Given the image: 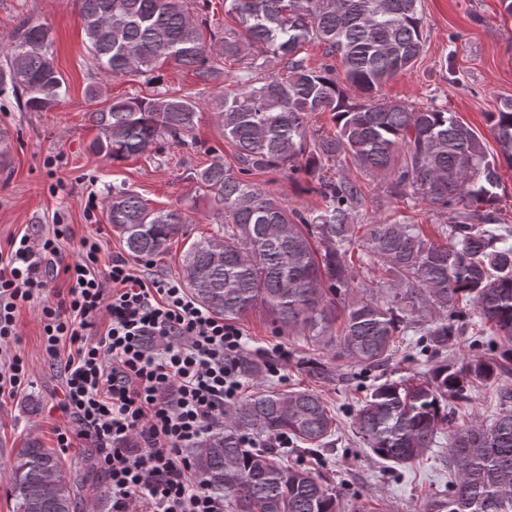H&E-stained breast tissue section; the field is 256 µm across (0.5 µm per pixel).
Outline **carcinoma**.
Wrapping results in <instances>:
<instances>
[{
	"instance_id": "cac0c4a2",
	"label": "carcinoma",
	"mask_w": 512,
	"mask_h": 512,
	"mask_svg": "<svg viewBox=\"0 0 512 512\" xmlns=\"http://www.w3.org/2000/svg\"><path fill=\"white\" fill-rule=\"evenodd\" d=\"M99 69L107 76L141 75L172 62L202 85L261 45L283 62L275 75L249 63L242 82L215 100L224 139L239 164L224 155L194 172L221 215L217 233L190 243L180 276L194 300L230 322L259 307L279 332L301 337L314 354L301 363L315 380L336 370L320 349L344 362L365 395L353 425L379 459L410 466L432 451L449 424L448 399L466 402L472 389L495 380L512 361V230L499 232L495 205L499 167L512 168V98L488 113L499 145L448 107L423 109L380 94L424 48L421 0H224L240 31L204 44L201 27L181 0H75ZM336 65L312 69L299 57L311 41ZM52 34L23 20L12 44L0 48V93L20 94L29 112L59 102L64 80L55 68ZM91 114L97 137L90 150L106 160L144 154L160 140L185 142L194 129L195 96L103 97ZM333 113L336 131L308 133L315 112ZM344 160L392 177L396 196L446 210L448 243L437 244L418 224H356L366 188L324 175ZM287 170L316 182L323 207L288 208L244 179L253 171ZM108 220L134 259L164 254L187 218L155 210L133 191L114 187ZM367 276L354 284L352 252ZM476 313L487 327L472 345L483 354L446 357ZM418 336V354L442 357L423 378L366 385L395 353V337ZM240 375L271 371L250 352L237 356ZM336 417L313 391L268 388L224 407V429L194 450L209 490L233 498L236 512H344L342 493L303 462L288 463L271 443L286 438L317 455L336 433ZM14 512H78L60 459L29 436L8 469ZM426 512H512V391L499 396L491 423L475 417L448 435V499Z\"/></svg>"
}]
</instances>
